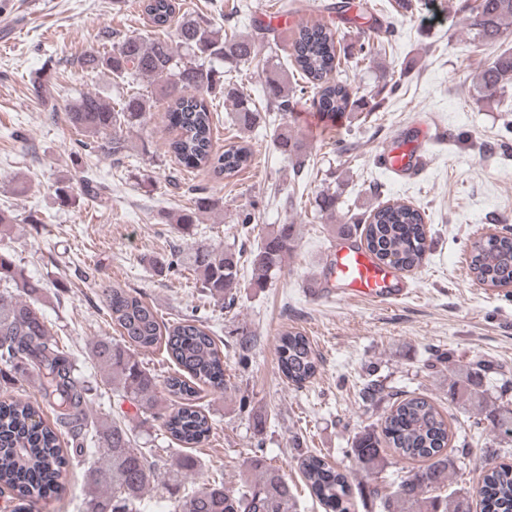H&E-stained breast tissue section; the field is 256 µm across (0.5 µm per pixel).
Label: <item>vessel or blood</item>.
I'll return each mask as SVG.
<instances>
[{"mask_svg":"<svg viewBox=\"0 0 512 512\" xmlns=\"http://www.w3.org/2000/svg\"><path fill=\"white\" fill-rule=\"evenodd\" d=\"M374 163L378 168L400 178H410L424 168L426 146L421 143L409 148L402 144L376 153ZM328 287L344 298H366L372 301L396 299L404 293L403 284L393 280L388 268L377 265L363 248L352 243L337 248L330 265L328 281L314 280L309 290L315 293Z\"/></svg>","mask_w":512,"mask_h":512,"instance_id":"obj_1","label":"vessel or blood"}]
</instances>
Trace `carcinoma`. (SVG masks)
Wrapping results in <instances>:
<instances>
[{
  "label": "carcinoma",
  "instance_id": "carcinoma-1",
  "mask_svg": "<svg viewBox=\"0 0 512 512\" xmlns=\"http://www.w3.org/2000/svg\"><path fill=\"white\" fill-rule=\"evenodd\" d=\"M154 37L130 35L112 43L106 39L81 52L75 61L81 69L100 71L128 86L126 95L111 102L96 94H84L69 104L70 126L81 135L77 145L108 156L123 155L127 145L118 132L121 126L145 122L155 98L167 100L173 137L168 152L189 173L211 172L215 178H231L252 166L254 158L244 136L228 140L219 152L213 144L214 100L230 104L232 123L240 131L258 126L263 112H288L295 94L312 92L322 115L335 120L364 123L371 113H360L366 102L353 87L334 74L341 58L365 61L372 52L370 37H363L338 52L336 33L321 23H307L284 40L288 49L283 63L268 59L265 106L259 108L237 87L232 70L250 65L257 58L262 36L257 29L248 35L234 28H220L210 20L181 11L178 0H139ZM327 12L362 30L369 3L333 0ZM355 16H349L351 10ZM467 30L480 42L493 45L512 31V0H462L456 4ZM175 37H170V30ZM145 82L148 94L134 90ZM512 84V51L496 55L478 74L476 102L491 99ZM276 149L299 175L305 169L307 145L284 126L276 135ZM216 201L204 188H195L194 207L169 218L186 230L198 215L215 209ZM314 210L326 222L336 213V193L324 192L314 200ZM425 211L404 201L378 206L353 224L338 225V234L356 233L360 245L382 266L409 271L420 266L429 250ZM296 225L281 224L267 234L255 252L238 249H196L184 259L157 263L161 272L182 261L196 273L203 295L224 300L232 309L236 288L245 266L252 269L250 286L263 289L272 274L296 246ZM468 268L473 278L490 288H512V237L481 238L472 243ZM13 290L0 293V381L9 384L17 374L33 370L40 375L43 406L20 395L0 400V487L12 491V512H43L60 487L63 471L80 461L94 445L103 448L96 464L84 472L83 512H143V496L160 473L167 485L178 488L182 479L195 473L200 460L186 449L210 440L209 415L195 403L197 388H226L224 351L213 331L194 315L172 323L158 315L157 308L140 294L125 288H109L103 305L120 341L110 338L93 342L90 355L112 384L118 402H130L142 415L162 420L170 440L182 450L163 456L159 448H138L132 430L119 418L93 422L88 410L98 396L97 387L80 374L72 353L51 334L37 302L45 292L43 283L29 277L13 256L0 250V280ZM158 347L176 366V372L159 380L144 365L140 355ZM279 369L295 385L315 378L319 360L307 336L294 328L280 333L277 344ZM463 395L474 414L486 410L481 386L465 383ZM361 403L376 407L391 400L380 426L358 433L351 453L365 474L383 467L387 451L402 460H424L426 467L404 481L397 491L384 494L368 484L361 496L371 499L378 512H470L463 495L437 493L448 479L455 459L448 455V421L426 395L386 391L382 380L371 376L359 390ZM48 409L52 419L40 413ZM493 428L512 439V409L498 412ZM304 486L325 512H354L349 477L324 458L304 454L298 462ZM482 512H512V464L499 463L485 472L479 489ZM170 512H297V494L280 474L254 457L250 475L235 490L222 482L192 485L171 501Z\"/></svg>",
  "mask_w": 512,
  "mask_h": 512
}]
</instances>
